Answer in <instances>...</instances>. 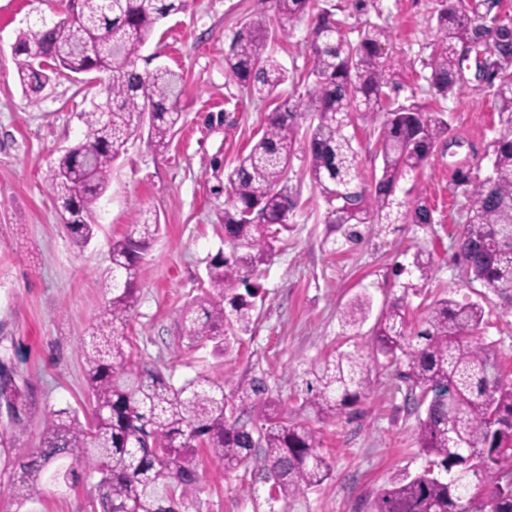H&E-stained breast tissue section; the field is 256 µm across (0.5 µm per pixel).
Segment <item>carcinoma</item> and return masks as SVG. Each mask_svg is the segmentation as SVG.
Listing matches in <instances>:
<instances>
[{"label": "carcinoma", "instance_id": "carcinoma-1", "mask_svg": "<svg viewBox=\"0 0 512 512\" xmlns=\"http://www.w3.org/2000/svg\"><path fill=\"white\" fill-rule=\"evenodd\" d=\"M273 17L258 16L240 30L225 56V69L252 97L274 99L288 80L270 45L289 37L304 18L311 23L312 69L306 94L268 112L260 138L228 176L224 242L206 265L208 294L181 312L189 341L213 343L225 354L231 338L251 332L259 289L252 280L296 208L288 167L302 152L311 182L328 205L325 243L336 252L365 239L387 237L399 224H433L426 198L395 197L399 180L422 168L448 133L438 109L398 104L386 92L391 65L390 32L368 22L355 42L327 9L313 0H272ZM499 0H481L470 11L463 0H442L437 39L427 58V80L443 98L461 85L459 50L485 52L493 69L499 114L508 131L492 143V164L482 178L457 172L466 198V222L458 237L462 273L512 304V28L493 32L483 15ZM186 7V0H67L65 17H42L16 40V76L23 91L39 94L54 77L97 73L102 101L82 113V138L64 150L47 178L68 233L79 246L94 237L97 204L112 166L130 138L148 125V140L167 146L182 119L183 76L167 67H138L141 49L157 25ZM50 59L56 71L34 67ZM383 113L378 128L380 174L368 184L357 168L353 113ZM309 122L306 133L302 123ZM160 224L147 217L127 225L109 244L112 297L84 343L89 401L42 413L41 447L25 455L28 423L36 406L18 382L0 390L7 410L0 425V463L13 470L14 496L36 500L47 483L60 495L80 477L92 481L91 507L100 512H179L200 490L196 449L206 448L232 472L253 455L265 461L268 500L281 512H309L308 495L331 476L318 432L286 418L268 397L265 381H229L198 374L179 385L125 351L126 327L137 302V267L157 238ZM429 254L419 250L396 276L408 275L401 294L385 304L368 346H355L311 363L302 406L322 419L341 417L371 390L379 358L402 367L408 396L425 406L418 443L428 466L396 475L376 497L373 512H512V385L501 382L493 349L474 341L483 306L468 298L437 300L419 325L406 315L410 297L433 275ZM372 300L358 296L340 312L352 336L369 319ZM231 390H226V387Z\"/></svg>", "mask_w": 512, "mask_h": 512}]
</instances>
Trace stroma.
I'll return each mask as SVG.
<instances>
[{
    "mask_svg": "<svg viewBox=\"0 0 512 512\" xmlns=\"http://www.w3.org/2000/svg\"><path fill=\"white\" fill-rule=\"evenodd\" d=\"M357 39L366 22L388 28L390 48L403 58L391 76L392 98L421 110L442 109L449 131L419 171L400 180L396 194L409 202L424 193L434 210L425 231L400 225L388 239L370 238L338 252L324 245L327 205L314 189L304 159L287 172L299 205L274 249L259 267L262 293L256 324L225 358L211 343H191L181 309L208 288L207 258L224 245L227 176L260 137L268 100L251 97L227 77L224 57L243 24L272 12L271 0H188L169 16L142 49L152 65L181 72L183 116L166 148L147 143L138 131L112 168V180L97 206L99 227L86 247L76 246L47 192L53 160L74 145L84 128L81 113L98 97V86L67 77L41 93L26 94L16 81L12 46L38 16H52L47 0H0V351H7L39 414L50 408L82 407L88 397L83 344L104 312L111 262L109 243L143 212L157 215L161 232L137 270L138 301L131 314L128 350L173 383L198 374L230 376L239 382L265 374L271 398L296 420L318 430L332 474L309 496L310 512H372L376 496L396 474L427 464L417 443L419 413L407 407L406 385L395 367L372 374V389L352 415L323 421L301 409L304 372L310 363L353 350L372 337L344 335L339 312L356 293L373 298V316L399 295L398 264L417 250L431 253L434 272L409 310L419 324L430 304L455 293L485 309L484 342L493 343L504 383L512 382V305L480 283L462 279L457 241L466 221L465 199L454 188L458 168L488 170L491 143L506 132L487 83L475 80L448 99L436 98L421 60L434 42L438 0H319ZM309 21L271 49L287 69L282 97H299L312 66ZM381 116H358L348 132L359 151L364 176L381 167L377 134ZM28 425L24 444L39 447L42 424ZM202 490L190 496L187 512H269L263 465L251 458L233 476L207 452L197 458ZM11 472L0 470V512H92L90 488L66 495L44 491L18 505Z\"/></svg>",
    "mask_w": 512,
    "mask_h": 512,
    "instance_id": "stroma-1",
    "label": "stroma"
}]
</instances>
